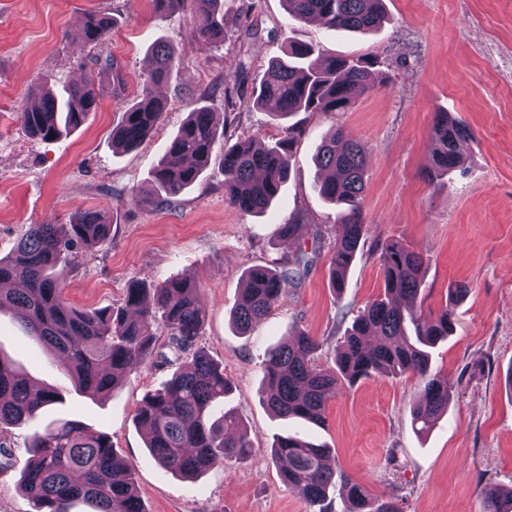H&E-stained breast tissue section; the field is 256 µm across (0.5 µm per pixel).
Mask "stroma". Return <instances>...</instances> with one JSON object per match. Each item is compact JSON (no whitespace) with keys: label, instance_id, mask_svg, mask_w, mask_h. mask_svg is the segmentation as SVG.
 Wrapping results in <instances>:
<instances>
[{"label":"stroma","instance_id":"obj_1","mask_svg":"<svg viewBox=\"0 0 512 512\" xmlns=\"http://www.w3.org/2000/svg\"><path fill=\"white\" fill-rule=\"evenodd\" d=\"M381 30L337 31L288 17L281 0H224V41L193 35L190 0L156 12L151 0H0V256L12 253L31 224H66L79 209L104 213L107 242L78 249L62 264L69 305L107 310L123 304L134 284L173 277L193 280L206 310L198 346L221 363L231 392L212 418L238 416L252 441L242 458L189 479L162 468L136 423L142 397L161 387L171 366L147 362L113 395L92 400L33 340L11 313H0V355L25 377L53 388L59 402L38 421L6 434L13 452L0 469V512H32L17 481L30 436L58 418L108 434L135 469L148 512H315L284 486L270 456L276 437L290 433L332 448L339 475L361 483L398 512H482L485 488L512 487V0H385ZM97 12L114 20L101 48L85 45L81 18ZM171 44L179 62L157 89L168 104L162 120L135 150L112 148V130L136 101L142 61L155 42ZM316 45L328 56L375 59L381 85L343 112L300 113L287 181L261 214H244L224 200V169L213 155L200 179L157 211L134 201L149 194L153 171L188 113L224 109L225 90L249 97L267 63L288 42ZM244 59L246 73L235 62ZM121 81H113V70ZM91 82L99 97L77 130L53 141L33 138L19 117L45 84L63 95ZM271 107L243 109L228 141L244 134L271 143L282 124ZM449 113L470 131L461 162L433 179L431 128ZM343 130L368 150L362 212L367 231L341 293L329 279L330 245L340 206L317 189L323 172L317 146ZM297 225L292 238L279 228ZM397 237L426 259L418 312L453 310L455 329L432 351L431 369L446 380L447 414L429 433L411 423L422 388L414 374L375 376L341 386L323 424L275 417L260 400L269 348L302 330L320 343L322 367L353 319L383 291L377 247ZM305 256L300 280L283 283L284 299L247 333L232 324L254 265L275 266ZM466 295L450 301V286Z\"/></svg>","mask_w":512,"mask_h":512}]
</instances>
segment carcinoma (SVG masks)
<instances>
[{
	"instance_id": "obj_1",
	"label": "carcinoma",
	"mask_w": 512,
	"mask_h": 512,
	"mask_svg": "<svg viewBox=\"0 0 512 512\" xmlns=\"http://www.w3.org/2000/svg\"><path fill=\"white\" fill-rule=\"evenodd\" d=\"M194 2L195 37L211 44L224 42V0ZM284 3L296 21L318 18L341 30L370 32L385 20L384 0ZM112 27L113 19L107 15L90 14L82 21L85 41L93 49L106 42ZM175 64L169 45L157 42L148 49L143 62L146 84L123 113L112 136L113 147L137 148L161 121L167 103L154 95L153 87L169 78ZM377 83L374 63L363 56L325 57L313 45L290 44L284 56L268 62L250 102L254 108L275 104V116L282 119L298 112H343ZM40 97L39 106L21 107L19 117L32 134L46 141L78 128L97 109V95L89 83L70 87L63 101L47 91ZM239 108L228 93L222 114L206 105L193 108L167 145L154 171V193L143 202L163 208L195 184L224 136L228 119H237ZM300 134L298 126L289 124L273 144L241 136L224 146V200L244 214L264 210L280 191L289 170L292 142ZM467 136L468 129L448 113H435L431 134L435 172L448 173L457 167L459 144ZM317 162L330 171V177L319 184L320 194L345 206L336 224L330 264L332 288L339 293L366 232L362 215L365 147L338 130L318 146ZM110 232L107 217L90 209L75 211L68 224L28 225L12 255L0 257V283H23L21 288H0V312L13 313L91 399L113 394L129 369L152 359L155 330H163L168 346L181 361L170 379L147 394L136 411V422L149 430L151 455L184 478H195L227 458L246 455L251 441L240 419L232 414L219 422L209 418L211 404L224 399L231 381L224 367L196 346L205 310L193 281L171 278L150 288H129L124 307L117 311L79 310L66 302L65 283L58 272L64 254L102 244ZM379 251L385 295L365 307L336 346L334 369L317 366L319 343L305 332L268 353L263 401L276 416L321 424L326 405L340 384L352 386L375 374L408 372L424 382L412 406L418 431L430 430L448 411V384L432 373L429 349L453 332V313L446 307L432 318L419 317L416 303L423 256L393 238L385 239ZM308 265L309 261L297 258L275 267H249L244 274L246 288L233 314L235 325L246 331L270 315L281 301V283L287 278L301 279L300 270ZM409 323L413 325L411 336ZM56 400L55 391L19 374L0 357V435L34 421L43 407ZM27 453L19 488L32 512H72L79 502L91 505L93 512H147L134 472L118 457L105 433L78 420L56 419L32 436ZM271 454L281 463L280 476L286 486L299 489L312 506L326 500L336 483V470L329 464L332 449L288 434L272 444ZM344 489L354 506L352 512H396L391 503L374 501L349 478L344 479ZM483 512H512V494L485 489Z\"/></svg>"
}]
</instances>
